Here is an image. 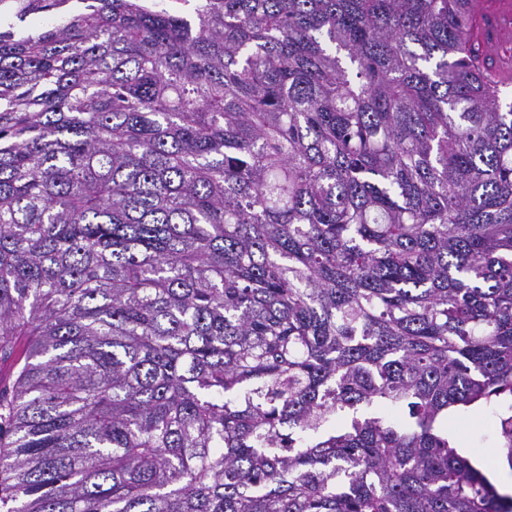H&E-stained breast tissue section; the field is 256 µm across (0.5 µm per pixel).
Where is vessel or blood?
I'll return each instance as SVG.
<instances>
[{"mask_svg":"<svg viewBox=\"0 0 512 512\" xmlns=\"http://www.w3.org/2000/svg\"><path fill=\"white\" fill-rule=\"evenodd\" d=\"M469 12L473 25L466 36L468 53L498 86L512 87V0H471Z\"/></svg>","mask_w":512,"mask_h":512,"instance_id":"1","label":"vessel or blood"}]
</instances>
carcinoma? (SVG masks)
Listing matches in <instances>:
<instances>
[{"mask_svg": "<svg viewBox=\"0 0 512 512\" xmlns=\"http://www.w3.org/2000/svg\"><path fill=\"white\" fill-rule=\"evenodd\" d=\"M0 0L8 512H512V100L467 0ZM494 407L485 406L470 410L467 414V427L459 432L457 417L448 416V434L453 436L460 451L467 456L475 466V461L483 460V469H493L498 464L509 471L512 481V468L509 469L506 461L497 454V442L493 427L492 412ZM483 469L481 471L483 472Z\"/></svg>", "mask_w": 512, "mask_h": 512, "instance_id": "obj_1", "label": "carcinoma"}]
</instances>
